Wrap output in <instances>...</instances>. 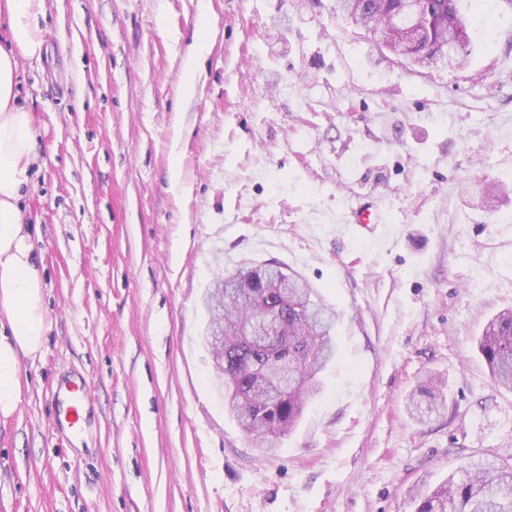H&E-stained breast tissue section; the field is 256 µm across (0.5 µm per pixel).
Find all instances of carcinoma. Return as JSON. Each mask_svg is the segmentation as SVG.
Returning <instances> with one entry per match:
<instances>
[{"mask_svg":"<svg viewBox=\"0 0 512 512\" xmlns=\"http://www.w3.org/2000/svg\"><path fill=\"white\" fill-rule=\"evenodd\" d=\"M462 0H426L419 21L432 43L446 41L458 31L455 58L464 65L469 56L468 18ZM401 0H336V10L369 31L384 20L399 18ZM268 295L281 304L274 339L258 342L242 336L237 326H248L265 336L254 301ZM210 327L224 324V347L213 349L224 358V401L229 415L265 452L272 439L287 435L306 403L319 390L318 374L335 354V313L312 300V290L296 274L275 262L242 265L214 282L206 296ZM495 383L512 388V310L496 314L478 343ZM410 411L419 419L439 411L436 400L410 399ZM414 512H512V466H481L453 476L433 490L420 491Z\"/></svg>","mask_w":512,"mask_h":512,"instance_id":"1","label":"carcinoma"}]
</instances>
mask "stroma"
<instances>
[{
    "label": "stroma",
    "instance_id": "obj_1",
    "mask_svg": "<svg viewBox=\"0 0 512 512\" xmlns=\"http://www.w3.org/2000/svg\"><path fill=\"white\" fill-rule=\"evenodd\" d=\"M335 8L46 0L19 97L45 155L22 204L49 328L0 418V512H413L512 464V390L477 345L512 309V192L469 202L512 188V0H469L462 70L399 61ZM359 199L381 200L380 236L337 223ZM270 261L335 311L337 351L262 453L224 409L203 297ZM62 370L91 386L75 438L52 432ZM430 380L443 407L421 422Z\"/></svg>",
    "mask_w": 512,
    "mask_h": 512
}]
</instances>
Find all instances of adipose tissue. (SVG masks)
I'll list each match as a JSON object with an SVG mask.
<instances>
[{
  "mask_svg": "<svg viewBox=\"0 0 512 512\" xmlns=\"http://www.w3.org/2000/svg\"><path fill=\"white\" fill-rule=\"evenodd\" d=\"M7 38L0 43V416L10 417L21 399L19 357L41 353L48 322L42 306L43 280L33 259L31 234L22 208L29 173L42 157L34 134L35 116L19 99L20 63L41 59L40 24L45 0H0Z\"/></svg>",
  "mask_w": 512,
  "mask_h": 512,
  "instance_id": "1",
  "label": "adipose tissue"
}]
</instances>
